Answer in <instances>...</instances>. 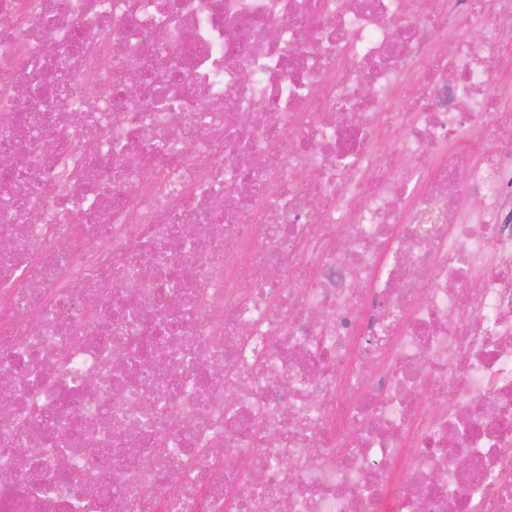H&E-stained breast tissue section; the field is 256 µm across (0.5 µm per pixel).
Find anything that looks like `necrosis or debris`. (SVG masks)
<instances>
[{"label":"necrosis or debris","instance_id":"1","mask_svg":"<svg viewBox=\"0 0 512 512\" xmlns=\"http://www.w3.org/2000/svg\"><path fill=\"white\" fill-rule=\"evenodd\" d=\"M3 241L0 512H512V0H0Z\"/></svg>","mask_w":512,"mask_h":512}]
</instances>
